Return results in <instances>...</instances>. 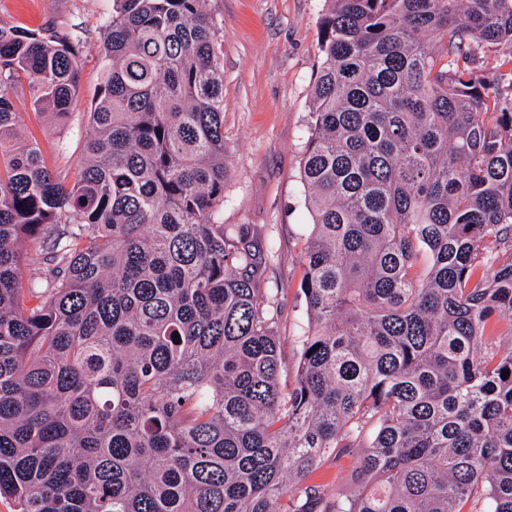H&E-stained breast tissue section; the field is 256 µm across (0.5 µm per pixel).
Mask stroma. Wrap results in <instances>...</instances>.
Returning <instances> with one entry per match:
<instances>
[{"mask_svg": "<svg viewBox=\"0 0 512 512\" xmlns=\"http://www.w3.org/2000/svg\"><path fill=\"white\" fill-rule=\"evenodd\" d=\"M224 25V221L248 224L271 243L267 285L279 316L282 389L296 376V336L307 328L300 283L310 233L300 166L308 137L311 94L321 63L319 23L327 0H207ZM113 0H0V25L27 29L82 26L80 88L65 119L31 111L18 96L23 135L40 147L47 167L66 184L77 179L88 112L100 83L103 26Z\"/></svg>", "mask_w": 512, "mask_h": 512, "instance_id": "stroma-1", "label": "stroma"}]
</instances>
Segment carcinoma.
Segmentation results:
<instances>
[{"label": "carcinoma", "instance_id": "cac0c4a2", "mask_svg": "<svg viewBox=\"0 0 512 512\" xmlns=\"http://www.w3.org/2000/svg\"><path fill=\"white\" fill-rule=\"evenodd\" d=\"M116 2L70 188L13 96L65 116L85 31L0 26V497L512 512V0H328L286 394L266 255L223 219L224 25L204 0ZM480 46L509 68L476 76ZM333 452L347 495L315 478Z\"/></svg>", "mask_w": 512, "mask_h": 512}]
</instances>
